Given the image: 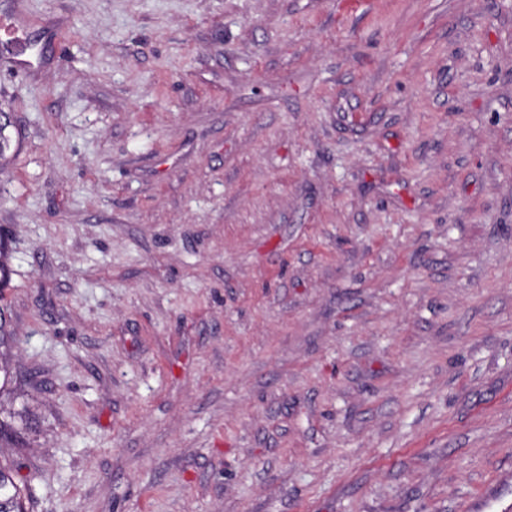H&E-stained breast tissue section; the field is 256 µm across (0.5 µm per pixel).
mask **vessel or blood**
Here are the masks:
<instances>
[{
	"label": "vessel or blood",
	"mask_w": 512,
	"mask_h": 512,
	"mask_svg": "<svg viewBox=\"0 0 512 512\" xmlns=\"http://www.w3.org/2000/svg\"><path fill=\"white\" fill-rule=\"evenodd\" d=\"M33 36L15 0H0V68L29 73L46 64V56L32 52Z\"/></svg>",
	"instance_id": "vessel-or-blood-1"
}]
</instances>
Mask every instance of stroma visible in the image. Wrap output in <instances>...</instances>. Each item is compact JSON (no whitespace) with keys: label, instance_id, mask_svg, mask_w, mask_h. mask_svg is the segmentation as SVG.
I'll return each mask as SVG.
<instances>
[{"label":"stroma","instance_id":"obj_1","mask_svg":"<svg viewBox=\"0 0 512 512\" xmlns=\"http://www.w3.org/2000/svg\"><path fill=\"white\" fill-rule=\"evenodd\" d=\"M21 9L27 512H471L512 475V0Z\"/></svg>","mask_w":512,"mask_h":512}]
</instances>
